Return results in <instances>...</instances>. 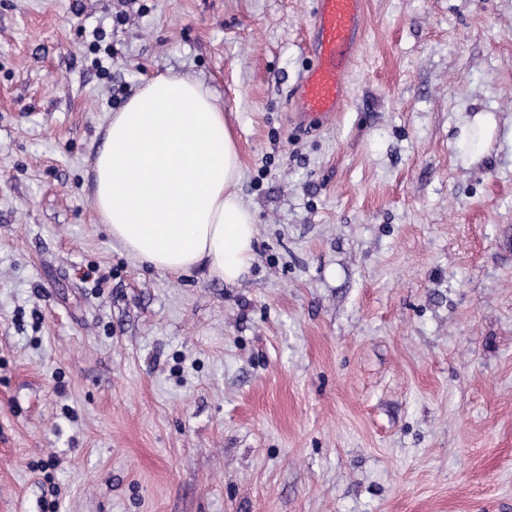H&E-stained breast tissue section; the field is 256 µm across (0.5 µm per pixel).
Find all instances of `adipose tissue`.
<instances>
[{"label": "adipose tissue", "mask_w": 512, "mask_h": 512, "mask_svg": "<svg viewBox=\"0 0 512 512\" xmlns=\"http://www.w3.org/2000/svg\"><path fill=\"white\" fill-rule=\"evenodd\" d=\"M93 162L97 221L155 269L206 264L237 284L254 259L255 212L238 193L241 161L224 105L197 79L144 83L103 128Z\"/></svg>", "instance_id": "1"}]
</instances>
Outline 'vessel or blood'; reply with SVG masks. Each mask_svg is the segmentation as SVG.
I'll return each mask as SVG.
<instances>
[{"label":"vessel or blood","instance_id":"1","mask_svg":"<svg viewBox=\"0 0 512 512\" xmlns=\"http://www.w3.org/2000/svg\"><path fill=\"white\" fill-rule=\"evenodd\" d=\"M312 30V64L293 93L298 118L309 126L344 107L346 77L365 32L364 0H315Z\"/></svg>","mask_w":512,"mask_h":512}]
</instances>
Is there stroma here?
I'll return each instance as SVG.
<instances>
[{
	"label": "stroma",
	"mask_w": 512,
	"mask_h": 512,
	"mask_svg": "<svg viewBox=\"0 0 512 512\" xmlns=\"http://www.w3.org/2000/svg\"><path fill=\"white\" fill-rule=\"evenodd\" d=\"M0 0V512H512V0ZM190 74L257 218L234 286L97 224L107 117ZM311 26L313 61L293 93L298 118L309 126L344 107L346 77L366 29L364 0H315Z\"/></svg>",
	"instance_id": "obj_1"
}]
</instances>
